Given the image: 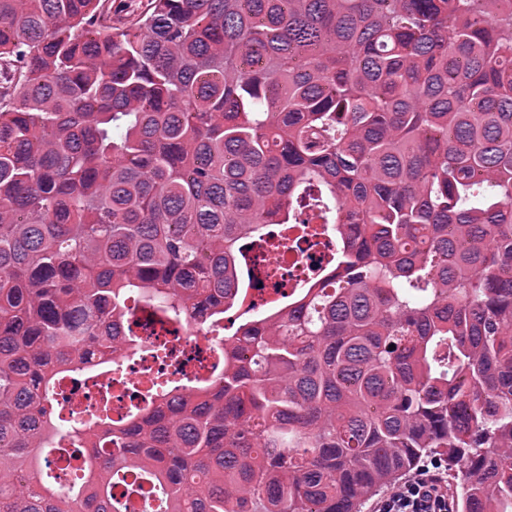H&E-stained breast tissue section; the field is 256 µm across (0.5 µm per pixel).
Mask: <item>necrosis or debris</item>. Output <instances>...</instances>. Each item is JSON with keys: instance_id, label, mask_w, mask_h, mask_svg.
Instances as JSON below:
<instances>
[{"instance_id": "4bbe7bcc", "label": "necrosis or debris", "mask_w": 512, "mask_h": 512, "mask_svg": "<svg viewBox=\"0 0 512 512\" xmlns=\"http://www.w3.org/2000/svg\"><path fill=\"white\" fill-rule=\"evenodd\" d=\"M335 245L329 234L307 236L283 224L267 225L263 239L251 242L245 252L246 265L260 285L249 289L243 304L226 311L216 328L198 327L192 318L161 326L149 322L141 307H133L123 335L137 341L135 357L124 361L118 375L94 359L79 376L63 379L58 389L60 418L91 421L105 415L120 423L141 408L142 397L159 383L211 377L224 333L245 318L286 303L313 279L328 278Z\"/></svg>"}]
</instances>
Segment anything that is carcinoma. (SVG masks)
Masks as SVG:
<instances>
[{"mask_svg": "<svg viewBox=\"0 0 512 512\" xmlns=\"http://www.w3.org/2000/svg\"><path fill=\"white\" fill-rule=\"evenodd\" d=\"M0 0V512H512V0ZM334 274L123 425L55 417L136 299L213 322L267 224ZM89 450L63 488L51 455ZM454 482L449 475L445 480L440 473L424 470L396 485L384 496L370 499L364 509L371 512L374 504L373 512H455L451 497H454L451 488Z\"/></svg>", "mask_w": 512, "mask_h": 512, "instance_id": "1", "label": "carcinoma"}]
</instances>
